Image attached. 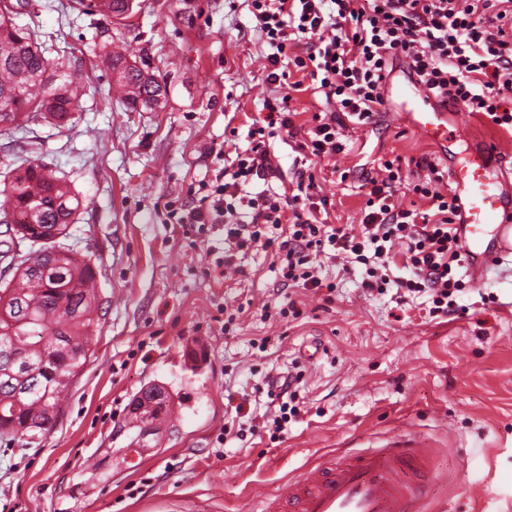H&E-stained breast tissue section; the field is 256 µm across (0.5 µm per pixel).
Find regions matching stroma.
<instances>
[{"instance_id":"obj_1","label":"stroma","mask_w":512,"mask_h":512,"mask_svg":"<svg viewBox=\"0 0 512 512\" xmlns=\"http://www.w3.org/2000/svg\"><path fill=\"white\" fill-rule=\"evenodd\" d=\"M19 25L38 26L45 56L84 95L68 128L0 131V184L20 159L46 164L82 201L69 243L97 267L102 301L93 356L55 427L39 445L0 447V512H259L315 463L418 441L426 512H512V254L468 281L459 314L431 316L428 296L396 304L395 288L366 294L344 257H321L330 298L279 291L264 253L246 275L219 274L224 229L187 238L163 205L215 177L248 145L246 121L273 94L268 48L243 0H133L128 18L88 13L75 0H26ZM111 43L164 83L163 104L124 111L96 47ZM342 169L388 153L448 165L409 117L385 104L376 126L353 132ZM356 178L321 187L340 223L358 225ZM302 310L289 320L285 299ZM240 309L229 333L217 305ZM267 340L259 351L258 340ZM300 373L303 400L278 441L257 429L217 444L229 400L263 414L266 375ZM165 386L176 407L138 466L113 461L132 397ZM141 482L128 495L126 486Z\"/></svg>"}]
</instances>
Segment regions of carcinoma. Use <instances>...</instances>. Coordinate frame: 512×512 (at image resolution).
I'll list each match as a JSON object with an SVG mask.
<instances>
[{"instance_id":"1","label":"carcinoma","mask_w":512,"mask_h":512,"mask_svg":"<svg viewBox=\"0 0 512 512\" xmlns=\"http://www.w3.org/2000/svg\"><path fill=\"white\" fill-rule=\"evenodd\" d=\"M16 15L12 9L7 15L0 13V98H11L21 89L11 110L0 112V125L23 128L40 118L63 129L78 106V86L48 73L41 34L19 27ZM101 48L107 70L124 88L126 109L146 108L148 101L166 96V86L136 62L105 44ZM0 192L11 203L0 209V216L16 217L11 242L0 253L14 262L13 275L0 284V303L6 302L20 322L14 335L0 334V440L26 448L54 427L74 379L90 360L87 340L96 326L93 312L100 301L95 266L73 258L65 243L81 201L62 178L24 160ZM26 242L29 248L24 253L19 247ZM48 266L63 270L65 279L42 283ZM17 353L37 365L36 375L24 381L11 375ZM132 404L125 425L126 447L142 448L144 433L158 435L155 421L171 411L174 401L167 389L148 383Z\"/></svg>"}]
</instances>
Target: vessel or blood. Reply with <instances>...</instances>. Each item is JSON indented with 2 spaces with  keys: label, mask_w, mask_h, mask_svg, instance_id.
Instances as JSON below:
<instances>
[{
  "label": "vessel or blood",
  "mask_w": 512,
  "mask_h": 512,
  "mask_svg": "<svg viewBox=\"0 0 512 512\" xmlns=\"http://www.w3.org/2000/svg\"><path fill=\"white\" fill-rule=\"evenodd\" d=\"M383 94L411 115L415 129L442 152L470 141L472 113L459 105L448 112L430 108L427 92L414 78L387 81ZM496 152L493 143H485L475 162L456 163L450 170L461 200L458 234L467 270L475 278L512 253V190L505 188V171L488 161ZM421 454L416 441L400 438L387 448L311 466L269 500L263 512H418V489L402 471L415 467Z\"/></svg>",
  "instance_id": "b4317fda"
}]
</instances>
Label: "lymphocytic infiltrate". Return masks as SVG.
<instances>
[{"mask_svg": "<svg viewBox=\"0 0 512 512\" xmlns=\"http://www.w3.org/2000/svg\"><path fill=\"white\" fill-rule=\"evenodd\" d=\"M504 0H246L269 51L266 80L283 93L265 99L263 116L249 126L250 143L214 181L200 180L180 204L165 203L170 223L184 233L224 227V266L244 273L242 255L268 251L284 288L319 291L327 282L315 260L333 252L364 266L361 288L388 285L432 297V315L455 314L464 288L454 274L465 261L456 227L461 206L445 191V173L429 156L415 159L423 178L406 182L401 156L379 158L359 178L365 198L359 233L330 224L313 164L344 153L349 130L375 124L384 104L391 63L405 61L439 105L455 100L512 133V23ZM322 95L324 108L298 123L295 94ZM289 137L295 154L286 192L245 193L247 184L277 177L272 150ZM417 198L406 206L401 192ZM403 244L409 277L389 269Z\"/></svg>", "mask_w": 512, "mask_h": 512, "instance_id": "lymphocytic-infiltrate-1", "label": "lymphocytic infiltrate"}]
</instances>
